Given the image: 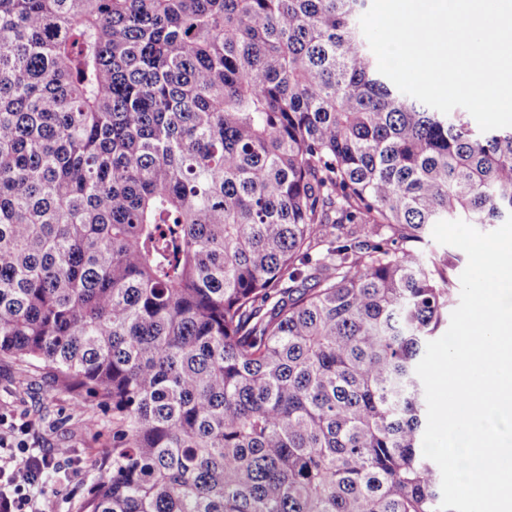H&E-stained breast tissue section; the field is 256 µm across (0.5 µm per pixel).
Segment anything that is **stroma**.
<instances>
[{"mask_svg": "<svg viewBox=\"0 0 512 512\" xmlns=\"http://www.w3.org/2000/svg\"><path fill=\"white\" fill-rule=\"evenodd\" d=\"M0 415L26 423L25 441L47 456L69 449V466L48 477V501L52 512H77L84 491L106 473L101 458L112 445L111 412L85 408L48 371L1 358Z\"/></svg>", "mask_w": 512, "mask_h": 512, "instance_id": "stroma-1", "label": "stroma"}]
</instances>
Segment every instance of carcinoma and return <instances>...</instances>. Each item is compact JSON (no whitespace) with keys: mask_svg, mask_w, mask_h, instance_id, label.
<instances>
[{"mask_svg":"<svg viewBox=\"0 0 512 512\" xmlns=\"http://www.w3.org/2000/svg\"><path fill=\"white\" fill-rule=\"evenodd\" d=\"M369 0H0V357L112 411L78 512H438L439 220L512 130L379 73Z\"/></svg>","mask_w":512,"mask_h":512,"instance_id":"1","label":"carcinoma"}]
</instances>
